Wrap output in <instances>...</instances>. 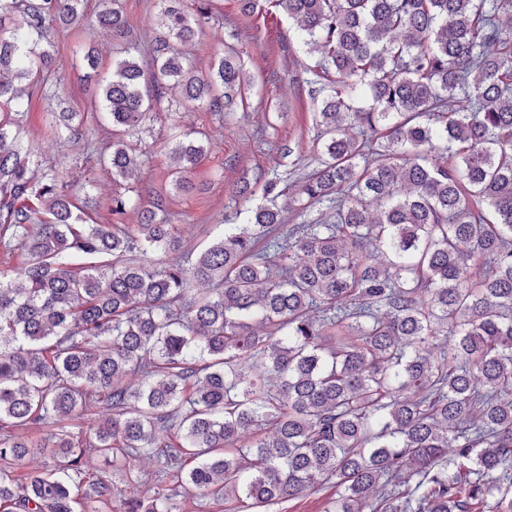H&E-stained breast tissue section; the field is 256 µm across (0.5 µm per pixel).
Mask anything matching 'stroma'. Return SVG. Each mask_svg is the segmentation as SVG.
I'll return each instance as SVG.
<instances>
[{
	"mask_svg": "<svg viewBox=\"0 0 512 512\" xmlns=\"http://www.w3.org/2000/svg\"><path fill=\"white\" fill-rule=\"evenodd\" d=\"M98 11V0H86L83 37L63 30L54 34L55 75L62 90V105L67 111L81 113L80 141L45 135L48 103L40 95H33L25 110L35 154L44 160L76 157L71 176L89 181L88 211L103 224L109 219L108 203L115 189L112 176L95 159L81 156L84 140L107 142L112 130L99 117L100 85L86 77L79 63L86 44L91 43L101 53V74L111 72L116 39L100 27ZM211 11L215 24L203 27L191 49L194 68L207 72L221 40L236 39L256 82L245 109L222 116L188 107L177 114L171 111L172 99L167 96L156 104L150 129L142 140L146 154L143 185L155 194L170 190L173 136L186 129L206 136L207 154L195 177L196 189L171 199L183 245L192 251L207 246L218 225L233 219L237 205L229 191L241 176L261 181L277 176L294 189L317 165V101L307 71L316 63V56L307 54L291 31L287 16L278 11L262 10L246 18L239 13L238 0H212Z\"/></svg>",
	"mask_w": 512,
	"mask_h": 512,
	"instance_id": "obj_1",
	"label": "stroma"
}]
</instances>
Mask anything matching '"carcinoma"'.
Here are the masks:
<instances>
[{"label": "carcinoma", "instance_id": "carcinoma-1", "mask_svg": "<svg viewBox=\"0 0 512 512\" xmlns=\"http://www.w3.org/2000/svg\"><path fill=\"white\" fill-rule=\"evenodd\" d=\"M209 2L163 0L147 72L122 0H101L123 39L101 85L112 140L83 150L123 190L90 224L68 157L22 141L24 97L58 96L52 31L79 30L84 0H0V252L23 255L0 266V512L110 500L88 451L133 489L125 512H181V489L270 512L324 484L328 512H512V0H265L320 53L297 202L329 213L283 234L281 180L243 176L234 200L265 204L157 266L183 249L166 199L124 223L153 102L232 112L254 87L231 42L190 63ZM81 123L46 112L55 138ZM205 152L175 140V192ZM101 403L90 431L65 425ZM37 455L64 462L12 474Z\"/></svg>", "mask_w": 512, "mask_h": 512}]
</instances>
